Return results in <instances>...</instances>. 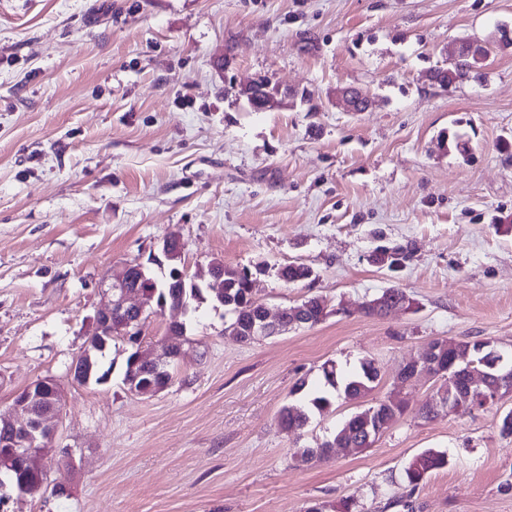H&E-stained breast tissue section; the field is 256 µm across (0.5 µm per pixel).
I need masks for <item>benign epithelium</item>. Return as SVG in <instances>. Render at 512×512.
I'll use <instances>...</instances> for the list:
<instances>
[{"label":"benign epithelium","mask_w":512,"mask_h":512,"mask_svg":"<svg viewBox=\"0 0 512 512\" xmlns=\"http://www.w3.org/2000/svg\"><path fill=\"white\" fill-rule=\"evenodd\" d=\"M241 93L255 110L262 111L274 103L281 91L265 81H255L242 88ZM336 95L346 100L350 112L367 110L372 104L368 94L350 87L337 90ZM134 270V264L127 263L113 277L108 289L109 304L99 309L95 315V334L102 340L112 336L115 314L123 315L121 326L125 328L142 324L147 315V303L143 293L139 286L132 285ZM293 325L295 322L284 318L283 310H278L272 320L268 309L264 308L254 321L252 332L258 336H277ZM489 346L492 347L491 357L495 358L493 364L489 365L483 360L478 365L468 364L462 371L470 387L471 403L465 405L458 402L442 390L433 398V405L439 412L461 416L498 402L504 391L512 393V371H497L499 364L507 359V354L492 341ZM181 347V337L176 327L170 324L166 336L154 347L145 350L143 346H138L137 361L150 363L155 375L164 378L167 376L164 351H173L179 355ZM445 356L448 357V366L452 367L457 363L458 353L454 345H429L419 360L402 367L398 377L402 380H411L421 375L434 377L441 372L440 363ZM14 407L20 418H0V455L22 460L29 464L34 474L46 476L48 459L57 452L55 442L64 407V399L60 398L57 391L56 380L44 378L32 382L16 395Z\"/></svg>","instance_id":"1"}]
</instances>
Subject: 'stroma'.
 I'll list each match as a JSON object with an SVG mask.
<instances>
[{"label":"stroma","instance_id":"35a3bbf8","mask_svg":"<svg viewBox=\"0 0 512 512\" xmlns=\"http://www.w3.org/2000/svg\"><path fill=\"white\" fill-rule=\"evenodd\" d=\"M512 0H0V413L30 382H60L53 464L66 494L6 490L0 512H512V394L463 416L421 418L437 388L370 448L302 465L353 412L337 400L304 432L279 414L322 365L374 360L389 396L428 342L512 348ZM494 43L481 82L431 72L460 39ZM223 68H216V59ZM287 91L257 111L256 80ZM369 92L350 112L342 87ZM466 151H459V144ZM178 234L188 276L210 261L247 270L269 311L321 296L328 318L243 343L223 307L198 302L169 387L137 396L113 341L108 383L80 386L105 283L128 261L154 275ZM401 247L398 270L377 262ZM312 275L285 285L280 267ZM402 289L411 309L364 315ZM447 467L417 489L404 467L427 449Z\"/></svg>","mask_w":512,"mask_h":512}]
</instances>
